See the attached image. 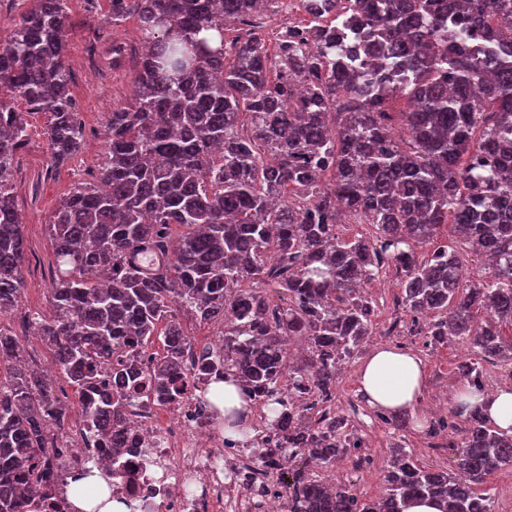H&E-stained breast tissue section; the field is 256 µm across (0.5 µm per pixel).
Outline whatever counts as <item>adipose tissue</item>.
<instances>
[{
	"instance_id": "ef3b65f1",
	"label": "adipose tissue",
	"mask_w": 512,
	"mask_h": 512,
	"mask_svg": "<svg viewBox=\"0 0 512 512\" xmlns=\"http://www.w3.org/2000/svg\"><path fill=\"white\" fill-rule=\"evenodd\" d=\"M426 381L423 361L391 347L371 352L359 370V391L366 402L395 415L414 414ZM455 404L478 410L501 430L512 429V390L497 388L469 394L458 391Z\"/></svg>"
}]
</instances>
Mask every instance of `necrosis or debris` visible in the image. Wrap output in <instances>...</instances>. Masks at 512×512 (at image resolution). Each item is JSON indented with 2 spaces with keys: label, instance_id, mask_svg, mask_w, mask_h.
Here are the masks:
<instances>
[{
  "label": "necrosis or debris",
  "instance_id": "4bbe7bcc",
  "mask_svg": "<svg viewBox=\"0 0 512 512\" xmlns=\"http://www.w3.org/2000/svg\"><path fill=\"white\" fill-rule=\"evenodd\" d=\"M219 336H187L182 352L183 386L176 401L139 394L124 410L122 447L95 410L110 400L107 377L81 396L75 430L46 448L51 462L75 460L107 473L112 500L133 512H287L284 481L263 455L279 448L281 436L254 413L255 442L245 445L224 434L210 398L215 374L204 360H223Z\"/></svg>",
  "mask_w": 512,
  "mask_h": 512
}]
</instances>
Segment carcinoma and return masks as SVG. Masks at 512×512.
Here are the masks:
<instances>
[{
	"instance_id": "1",
	"label": "carcinoma",
	"mask_w": 512,
	"mask_h": 512,
	"mask_svg": "<svg viewBox=\"0 0 512 512\" xmlns=\"http://www.w3.org/2000/svg\"><path fill=\"white\" fill-rule=\"evenodd\" d=\"M23 2L0 45V91L47 116L60 164L85 146L69 91L70 8ZM107 2L112 24L134 19L143 35L133 96L105 121L97 180L74 183L53 212L52 312L30 320L76 390L130 338L162 336L171 355L152 382L174 396L184 322L215 323L224 362L243 374L241 398L266 399L269 426L295 454L353 455L360 438L332 407L338 371L373 333L365 285L392 271L410 335L464 341L459 373L485 391L482 362L512 360V0H450L446 11L440 0H322L308 35L286 28L272 54L265 38L241 42L225 25L256 27L276 0ZM338 33L366 54L340 55ZM488 41L485 57L467 48ZM396 97L408 103L397 123ZM28 139L23 113L0 100V318L24 291L11 177ZM345 222L376 235L347 239ZM450 234L488 258L484 276L462 282L460 256L438 243ZM433 242L420 258L417 246ZM18 358L0 324V512H31L28 489L49 492L39 456L64 432L53 387ZM110 377L98 415L119 432L139 383L124 367ZM449 413L428 435L460 430L457 472L403 451L383 471L382 497L368 500L296 469L290 512H404L413 498L493 512L483 485L512 468V434L480 413Z\"/></svg>"
}]
</instances>
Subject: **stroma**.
Segmentation results:
<instances>
[{
    "label": "stroma",
    "instance_id": "stroma-1",
    "mask_svg": "<svg viewBox=\"0 0 512 512\" xmlns=\"http://www.w3.org/2000/svg\"><path fill=\"white\" fill-rule=\"evenodd\" d=\"M71 26L67 32V56L71 74L70 92L74 109L84 124L86 146L82 153L62 166H54L44 135L46 118L41 114L26 115L30 135L20 150L12 185L23 219L26 260L23 265L24 295L21 302L0 324L15 335L22 350V362L46 374L58 398L63 399L67 414L66 426H73L79 406L68 379L49 369L52 354L47 345L34 336L27 319L33 313H49V288L54 277V249L48 224L52 213L67 194L75 179L94 180L104 150V123L109 112L128 101L132 95L128 66L112 64V45L125 44L129 51L139 48V33L135 20L115 27L105 21L106 0H69ZM400 289L394 275L374 282L371 295L376 304L374 336L376 346L402 349L422 359L427 373L426 383L415 419L408 428L397 431L388 428L375 415L374 407L360 404L351 409L349 402L358 396V370L362 357L346 363L339 375L336 407L353 417V424L362 438L371 442L360 449V462L347 461L335 470H322V478L338 473L353 485L357 494L366 499L376 498L382 491V472L392 459L394 446L405 447L424 466L452 470L457 459L456 447L460 435L448 430L439 437L426 436L429 424L437 418L436 395L452 394L463 382L458 367L467 353L463 346L448 344L429 347L421 336H392L388 330L394 321L403 319L396 310L395 298Z\"/></svg>",
    "mask_w": 512,
    "mask_h": 512
}]
</instances>
